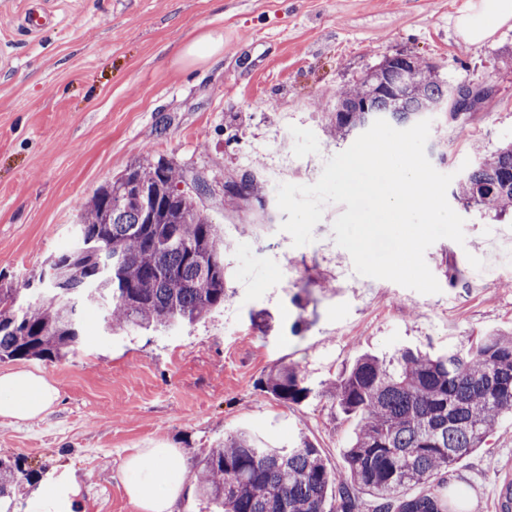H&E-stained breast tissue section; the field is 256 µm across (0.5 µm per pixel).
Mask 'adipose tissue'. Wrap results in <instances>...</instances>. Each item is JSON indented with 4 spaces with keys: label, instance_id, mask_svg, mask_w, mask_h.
<instances>
[{
    "label": "adipose tissue",
    "instance_id": "ef3b65f1",
    "mask_svg": "<svg viewBox=\"0 0 512 512\" xmlns=\"http://www.w3.org/2000/svg\"><path fill=\"white\" fill-rule=\"evenodd\" d=\"M512 21V0H472L457 24L464 42L489 38L496 26ZM56 386L29 371L0 374V418L16 422L51 413L58 398ZM126 491L139 512H173L186 479V470L171 448H141L125 461Z\"/></svg>",
    "mask_w": 512,
    "mask_h": 512
}]
</instances>
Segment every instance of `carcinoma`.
<instances>
[{"label":"carcinoma","instance_id":"obj_1","mask_svg":"<svg viewBox=\"0 0 512 512\" xmlns=\"http://www.w3.org/2000/svg\"><path fill=\"white\" fill-rule=\"evenodd\" d=\"M453 85L408 54L386 58L357 88L336 96L331 126L344 139L378 118L410 126L452 112ZM182 176L163 159H142L96 190L78 224L77 242L51 256L50 285L23 305L19 289L0 288V361L59 360L82 339V306H107L125 328L191 324L224 305L220 226L177 189ZM458 198L499 214L512 203V142L481 156L458 181ZM250 174L224 183V197L262 202ZM273 397L299 404L311 389L293 368L262 381ZM357 418L347 466L328 469L304 438L277 448L240 430L200 459L195 484L213 512H447L433 494L402 501L405 485L440 484L462 457L486 447L512 412V333L496 331L444 354L404 350L394 362L364 356L327 391ZM17 460L0 459V498L31 480Z\"/></svg>","mask_w":512,"mask_h":512}]
</instances>
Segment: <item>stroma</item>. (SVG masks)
<instances>
[{"label": "stroma", "instance_id": "stroma-1", "mask_svg": "<svg viewBox=\"0 0 512 512\" xmlns=\"http://www.w3.org/2000/svg\"><path fill=\"white\" fill-rule=\"evenodd\" d=\"M469 0H0V283L24 287L46 259L71 247L94 192L139 159L165 158L199 210L224 233L223 306L172 330H108L84 313L85 334L60 360L0 362L59 391L50 415L0 419V457L34 479L0 500V512H53L61 479L77 481L74 512H139L123 466L138 448L182 455L188 472L225 434L247 428L270 440L301 438L343 470L357 420L325 395L362 355L411 348L443 352L487 332H512V268L477 279L495 217L447 199L464 218V244L441 239L425 260L441 291L421 294L355 273L324 212L313 243L275 231L259 238L224 199V184L288 162L302 170L340 153L329 126L336 96L386 57L410 53L451 84L486 82L494 94L459 121L432 125L426 155L442 173L512 142V22L478 46L455 19ZM53 16L40 33L26 12ZM211 35L220 51L193 61L182 50ZM207 189L196 192L197 181ZM296 369L311 389L301 403L261 382ZM512 461V413L487 447L460 459L441 493L460 512H491Z\"/></svg>", "mask_w": 512, "mask_h": 512}]
</instances>
